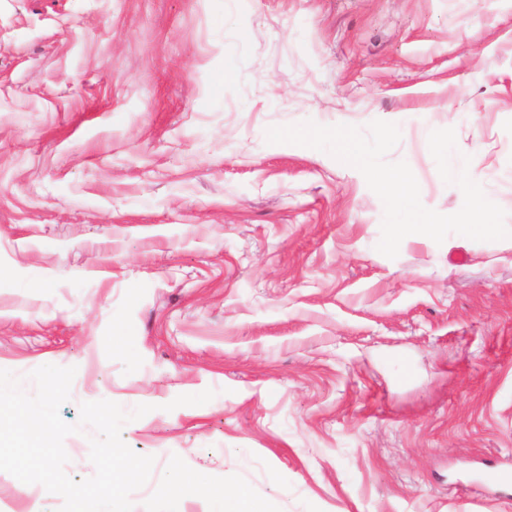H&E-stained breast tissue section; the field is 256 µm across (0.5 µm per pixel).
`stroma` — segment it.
I'll list each match as a JSON object with an SVG mask.
<instances>
[{"label":"stroma","instance_id":"stroma-1","mask_svg":"<svg viewBox=\"0 0 512 512\" xmlns=\"http://www.w3.org/2000/svg\"><path fill=\"white\" fill-rule=\"evenodd\" d=\"M223 83H216V75ZM395 123L422 204L452 162L512 229V0H0V369L125 411L134 512H512V249L405 237L274 125ZM213 389L198 406L182 394ZM61 496L0 471V512Z\"/></svg>","mask_w":512,"mask_h":512}]
</instances>
